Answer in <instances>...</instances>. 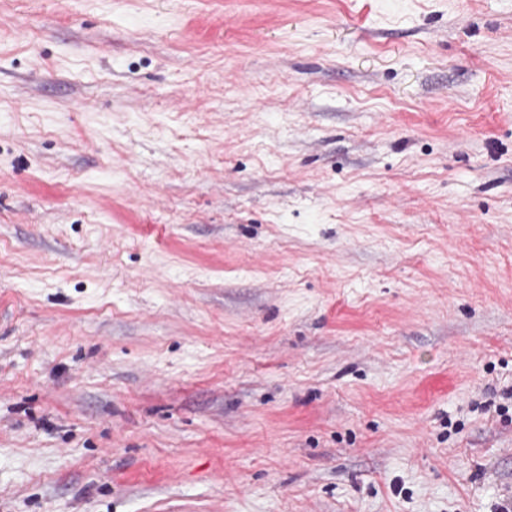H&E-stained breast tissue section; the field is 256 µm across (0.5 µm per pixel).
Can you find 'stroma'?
<instances>
[{"label": "stroma", "mask_w": 512, "mask_h": 512, "mask_svg": "<svg viewBox=\"0 0 512 512\" xmlns=\"http://www.w3.org/2000/svg\"><path fill=\"white\" fill-rule=\"evenodd\" d=\"M0 512H512V0H0Z\"/></svg>", "instance_id": "1"}]
</instances>
